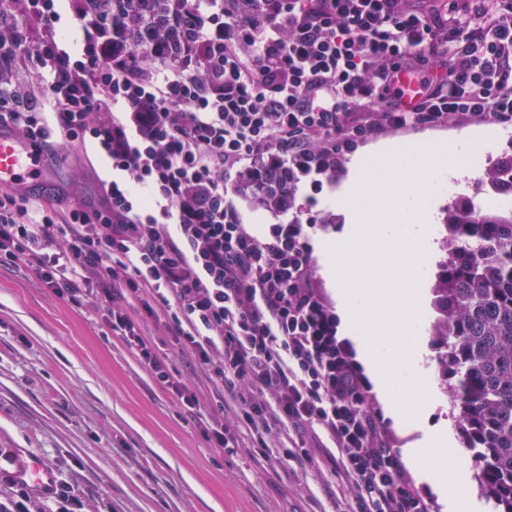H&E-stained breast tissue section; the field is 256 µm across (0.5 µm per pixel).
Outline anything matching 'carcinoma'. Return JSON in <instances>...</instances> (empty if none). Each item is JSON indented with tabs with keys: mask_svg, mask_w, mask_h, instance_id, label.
<instances>
[{
	"mask_svg": "<svg viewBox=\"0 0 512 512\" xmlns=\"http://www.w3.org/2000/svg\"><path fill=\"white\" fill-rule=\"evenodd\" d=\"M244 189L268 209L286 204L284 178L248 174ZM444 227L431 325L438 374L481 485L498 512H512V212L469 199L448 206Z\"/></svg>",
	"mask_w": 512,
	"mask_h": 512,
	"instance_id": "cac0c4a2",
	"label": "carcinoma"
}]
</instances>
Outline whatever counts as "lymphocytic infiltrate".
<instances>
[{
	"label": "lymphocytic infiltrate",
	"instance_id": "lymphocytic-infiltrate-1",
	"mask_svg": "<svg viewBox=\"0 0 512 512\" xmlns=\"http://www.w3.org/2000/svg\"><path fill=\"white\" fill-rule=\"evenodd\" d=\"M128 30L179 27L178 49L112 34V0H0V126L37 153L94 151L120 180L98 204L0 187V264L24 261L59 299L106 309L191 417L141 321H162L220 394L213 447L236 434L323 448L363 512H427L371 411V388L313 280L314 218L256 233L229 198L247 171L312 190L389 132L468 121L512 126V0H135ZM419 98L401 105L403 74ZM0 512H85L70 485L15 478Z\"/></svg>",
	"mask_w": 512,
	"mask_h": 512
}]
</instances>
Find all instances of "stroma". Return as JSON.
<instances>
[{"label":"stroma","instance_id":"stroma-1","mask_svg":"<svg viewBox=\"0 0 512 512\" xmlns=\"http://www.w3.org/2000/svg\"><path fill=\"white\" fill-rule=\"evenodd\" d=\"M496 131L484 165L512 154V127L461 122L394 134L419 138L476 137ZM344 156L315 196L324 229L315 244L342 231L331 207L354 156ZM51 195L96 201L99 180L112 173L98 158L60 150L46 156ZM104 310L56 298L23 263L0 266V451L37 457L65 478L91 512H361L322 460L288 467L265 462L262 449L211 447L180 404L112 335Z\"/></svg>","mask_w":512,"mask_h":512}]
</instances>
